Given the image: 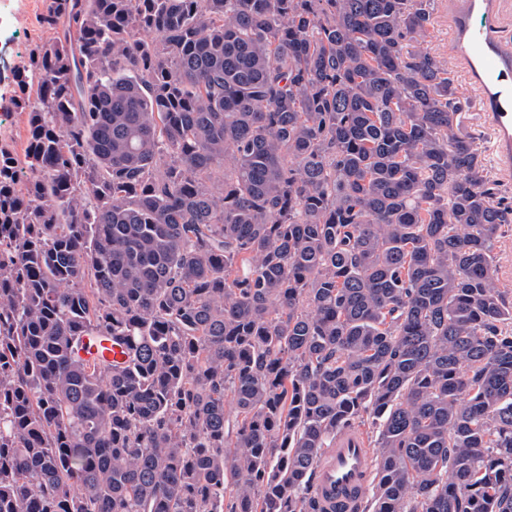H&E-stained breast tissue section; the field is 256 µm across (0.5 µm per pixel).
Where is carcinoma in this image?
Instances as JSON below:
<instances>
[{"mask_svg": "<svg viewBox=\"0 0 512 512\" xmlns=\"http://www.w3.org/2000/svg\"><path fill=\"white\" fill-rule=\"evenodd\" d=\"M433 5L46 0L0 138V512H323L366 425L362 512H512V203ZM495 252L499 285L512 295V224L502 227ZM333 446L316 466L313 490L324 509L349 511L364 495L374 457L357 431L341 432Z\"/></svg>", "mask_w": 512, "mask_h": 512, "instance_id": "carcinoma-1", "label": "carcinoma"}]
</instances>
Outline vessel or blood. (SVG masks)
Returning a JSON list of instances; mask_svg holds the SVG:
<instances>
[{"label":"vessel or blood","mask_w":512,"mask_h":512,"mask_svg":"<svg viewBox=\"0 0 512 512\" xmlns=\"http://www.w3.org/2000/svg\"><path fill=\"white\" fill-rule=\"evenodd\" d=\"M486 19L474 27L473 16ZM454 51L493 134V150L503 173L512 172V36L502 25L501 0H455L448 15ZM374 457L365 438L346 430L336 437L316 467L314 493L325 512H353L363 497Z\"/></svg>","instance_id":"obj_1"}]
</instances>
